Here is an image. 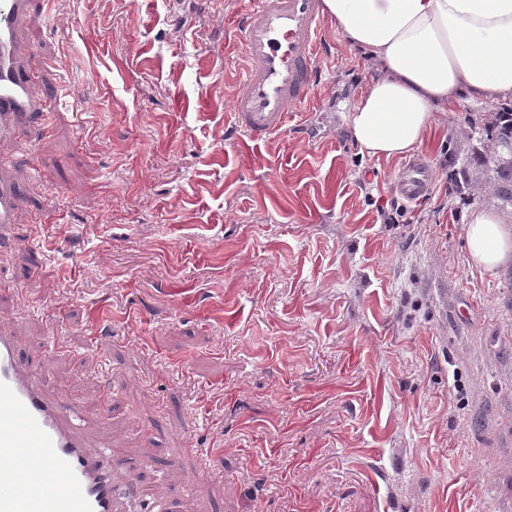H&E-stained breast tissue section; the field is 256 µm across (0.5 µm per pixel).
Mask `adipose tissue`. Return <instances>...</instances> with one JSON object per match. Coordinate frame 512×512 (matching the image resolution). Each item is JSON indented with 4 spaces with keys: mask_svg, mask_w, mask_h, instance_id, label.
<instances>
[{
    "mask_svg": "<svg viewBox=\"0 0 512 512\" xmlns=\"http://www.w3.org/2000/svg\"><path fill=\"white\" fill-rule=\"evenodd\" d=\"M345 41L381 74L346 119L353 140L376 158L417 150L440 105L512 100V0H324ZM471 264L512 265V222L473 210Z\"/></svg>",
    "mask_w": 512,
    "mask_h": 512,
    "instance_id": "obj_1",
    "label": "adipose tissue"
}]
</instances>
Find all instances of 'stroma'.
<instances>
[{
    "label": "stroma",
    "instance_id": "1",
    "mask_svg": "<svg viewBox=\"0 0 512 512\" xmlns=\"http://www.w3.org/2000/svg\"><path fill=\"white\" fill-rule=\"evenodd\" d=\"M249 0H55L27 38L60 110L4 234L0 314L47 390L171 512H512V266H471L447 190L482 106L435 112V181L343 104L378 71L326 26L313 112L232 127ZM196 477L193 486L177 481ZM403 168L404 177L399 184L401 195L408 201H416L429 190L434 173L429 165L416 160L406 162Z\"/></svg>",
    "mask_w": 512,
    "mask_h": 512
}]
</instances>
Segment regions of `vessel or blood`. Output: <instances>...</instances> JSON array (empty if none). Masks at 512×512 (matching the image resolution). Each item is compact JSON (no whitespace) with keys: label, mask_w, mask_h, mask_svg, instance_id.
<instances>
[{"label":"vessel or blood","mask_w":512,"mask_h":512,"mask_svg":"<svg viewBox=\"0 0 512 512\" xmlns=\"http://www.w3.org/2000/svg\"><path fill=\"white\" fill-rule=\"evenodd\" d=\"M34 0H0V142L28 130L49 133L47 97L38 90L42 65L25 32L49 23L52 9ZM323 0H250L237 38L244 76L232 96L236 129L251 143L282 131L290 113L310 108L321 79ZM434 181L429 165L409 161L399 184L409 201ZM21 186L0 165V227L15 223ZM86 420L49 396L21 358L12 336L0 335V512H116L138 488L126 470L106 462L87 437Z\"/></svg>","instance_id":"1"}]
</instances>
